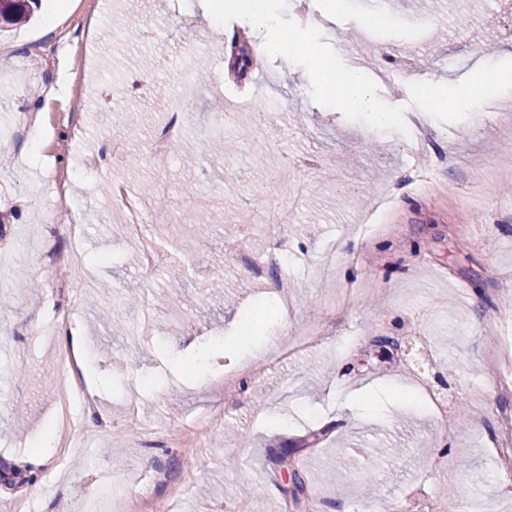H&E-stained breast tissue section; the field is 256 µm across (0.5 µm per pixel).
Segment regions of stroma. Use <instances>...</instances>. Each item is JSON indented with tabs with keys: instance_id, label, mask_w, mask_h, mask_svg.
<instances>
[{
	"instance_id": "obj_1",
	"label": "stroma",
	"mask_w": 512,
	"mask_h": 512,
	"mask_svg": "<svg viewBox=\"0 0 512 512\" xmlns=\"http://www.w3.org/2000/svg\"><path fill=\"white\" fill-rule=\"evenodd\" d=\"M294 3L269 0L282 29L305 26L323 55L358 61L393 123L337 111L299 47L261 56L243 82H228L237 35L265 36L234 8L216 28L199 0H63L49 29L36 0L29 23L0 28V140L10 145L0 155V512H13L21 491L32 512H113L126 485L155 474L168 512H219L242 499L252 512H309L282 492L288 445L326 512H356L415 482L431 505L481 500L512 512L490 446L503 401L485 359L499 315L512 312V157L494 112L512 88L490 82L512 69V39L502 35L512 0H431L426 12L420 0H342L333 10L307 0L306 25ZM421 14L432 22L423 34L410 23ZM138 19L151 27L132 44L125 29ZM403 53L417 63L393 73ZM185 81L194 96L172 114L168 95ZM430 87L470 90L475 105L465 114L434 106ZM131 102L146 113L135 139L123 120ZM227 108L235 150L224 158L209 140ZM420 117L435 131L424 154L410 143ZM174 119L182 136L153 157L155 130ZM103 149L100 166L81 167ZM438 157V177L455 182L456 195L410 183ZM116 184L147 216L143 239L127 231ZM393 184V222L360 235L363 212ZM278 210L289 225L274 235L264 216ZM146 239L159 255L151 270ZM274 242L296 283L285 312L275 273L231 261L234 247L259 256ZM51 248L77 253L61 292L44 260ZM343 294L350 304L328 343L280 360L292 326ZM57 311L73 317L85 350L93 403L72 413L95 438L52 473L35 451L46 434H70L61 415L68 339L34 328ZM383 334L400 349L376 344ZM424 385L451 410L466 407L465 424L437 421L416 398ZM203 412L217 422L200 447H176L178 424ZM275 414L287 429L271 425ZM316 430L323 440L306 443ZM379 448L411 454L396 463ZM440 456L447 471L434 467ZM344 457L353 475L340 484Z\"/></svg>"
}]
</instances>
